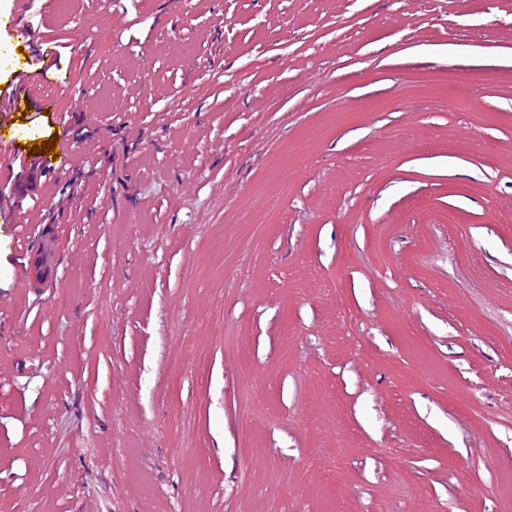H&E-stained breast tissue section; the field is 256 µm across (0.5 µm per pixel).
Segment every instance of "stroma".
<instances>
[{
    "mask_svg": "<svg viewBox=\"0 0 512 512\" xmlns=\"http://www.w3.org/2000/svg\"><path fill=\"white\" fill-rule=\"evenodd\" d=\"M59 2L0 129L59 152L0 164V512H512V0ZM47 75V68L41 71L29 72L20 69L15 72V77L8 88L0 92L1 125H6L5 120L11 112H16L22 105L39 101L43 106L50 104L48 99L42 96V85ZM5 118V120H4ZM27 253L38 261L35 271L26 278V287L29 288H45L53 286V282L49 281L50 274H46L47 268H53L57 264L56 253L53 246L52 238L47 225L35 226L32 235L28 239Z\"/></svg>",
    "mask_w": 512,
    "mask_h": 512,
    "instance_id": "35a3bbf8",
    "label": "stroma"
}]
</instances>
